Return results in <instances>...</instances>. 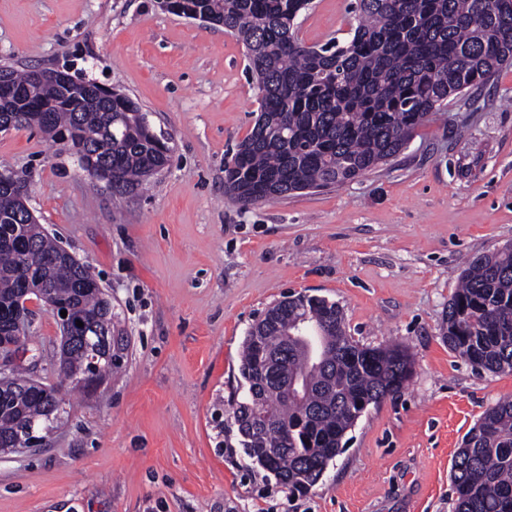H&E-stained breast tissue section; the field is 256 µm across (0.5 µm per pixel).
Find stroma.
<instances>
[{
	"label": "stroma",
	"instance_id": "1",
	"mask_svg": "<svg viewBox=\"0 0 512 512\" xmlns=\"http://www.w3.org/2000/svg\"><path fill=\"white\" fill-rule=\"evenodd\" d=\"M354 0H312L305 44L343 39ZM60 69L130 96L170 148L112 194L37 129L0 132V169L87 264L129 340L125 365L74 400L43 447L0 454V512H452L453 458L512 374L474 369L443 337L469 260L512 245V68L453 96L387 164L254 207L224 160L258 110L245 48L158 0H0V67ZM291 292L338 303L361 344L414 359L306 494L253 465L226 428L243 341ZM37 361L57 381V320L32 302Z\"/></svg>",
	"mask_w": 512,
	"mask_h": 512
}]
</instances>
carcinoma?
<instances>
[{"mask_svg":"<svg viewBox=\"0 0 512 512\" xmlns=\"http://www.w3.org/2000/svg\"><path fill=\"white\" fill-rule=\"evenodd\" d=\"M311 0H177L186 16L247 48L259 113L224 162V190L243 207L305 189L342 185L397 157L448 97L485 84L512 66V0H355L357 25L343 41L308 46L297 19ZM25 94L0 103V125L35 127L75 153L96 154L112 172V192L131 194L169 161L147 117L130 97L103 102L84 81L34 83L13 72ZM49 289L81 316L58 381L42 387L16 369L0 382V446L27 429L45 439L64 407L56 394L88 393L78 378L106 380L124 355L92 360L85 335L108 332L112 299L89 268L59 255L55 237L25 221L22 203L0 187V338L20 350L30 329L14 317L20 299ZM297 293L277 302L249 329L239 373L242 395L230 419L254 464L291 493H306L368 406L402 391L414 361L399 345L371 347L348 336L342 307ZM305 319L320 345L319 365L293 336ZM448 347L477 370L512 372V246L470 260L448 301ZM251 399L270 413L250 431ZM454 512H512V398L487 409L453 461Z\"/></svg>","mask_w":512,"mask_h":512,"instance_id":"obj_1","label":"carcinoma"}]
</instances>
